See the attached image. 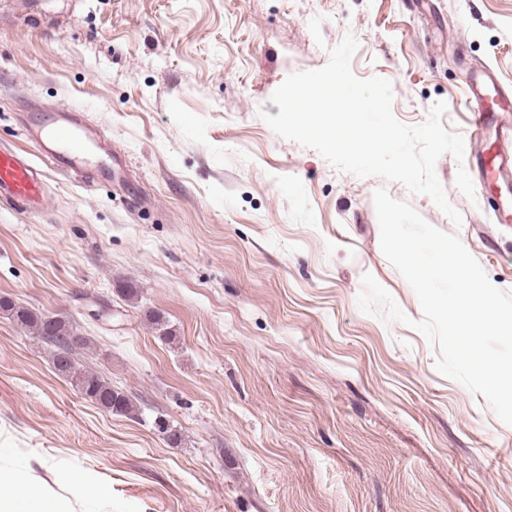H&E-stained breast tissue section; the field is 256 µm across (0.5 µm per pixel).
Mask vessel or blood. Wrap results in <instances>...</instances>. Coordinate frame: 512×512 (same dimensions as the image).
<instances>
[{
  "label": "vessel or blood",
  "mask_w": 512,
  "mask_h": 512,
  "mask_svg": "<svg viewBox=\"0 0 512 512\" xmlns=\"http://www.w3.org/2000/svg\"><path fill=\"white\" fill-rule=\"evenodd\" d=\"M464 101L471 115L472 133L494 135L492 151L480 153L471 169L482 185L493 188L492 210L498 223H512V126L501 115L512 110V91L504 87L490 67L468 69ZM102 130L86 122L66 118L54 112L27 130L34 148L49 157L61 169L76 170L90 166L91 173L103 182L113 177L111 161L94 157ZM46 197L45 176L31 159L9 148H0V201L29 211L41 210Z\"/></svg>",
  "instance_id": "b4317fda"
}]
</instances>
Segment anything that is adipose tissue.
Returning a JSON list of instances; mask_svg holds the SVG:
<instances>
[{
    "instance_id": "1",
    "label": "adipose tissue",
    "mask_w": 512,
    "mask_h": 512,
    "mask_svg": "<svg viewBox=\"0 0 512 512\" xmlns=\"http://www.w3.org/2000/svg\"><path fill=\"white\" fill-rule=\"evenodd\" d=\"M5 458L11 465L0 468V512H72L56 492L60 486L80 488L86 497L100 502L112 498L111 488L91 477L59 470L49 485L35 477L26 464L14 460L12 449L0 448V460Z\"/></svg>"
}]
</instances>
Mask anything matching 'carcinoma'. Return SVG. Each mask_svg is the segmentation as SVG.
<instances>
[{
  "mask_svg": "<svg viewBox=\"0 0 512 512\" xmlns=\"http://www.w3.org/2000/svg\"><path fill=\"white\" fill-rule=\"evenodd\" d=\"M0 311L8 313L18 324L32 329L55 347L52 364L61 375L71 379L78 391L95 404L111 413L129 415L134 405L123 392L112 388L101 377L78 368L67 342L69 328L60 319L37 314L9 299H0Z\"/></svg>",
  "mask_w": 512,
  "mask_h": 512,
  "instance_id": "obj_1",
  "label": "carcinoma"
}]
</instances>
